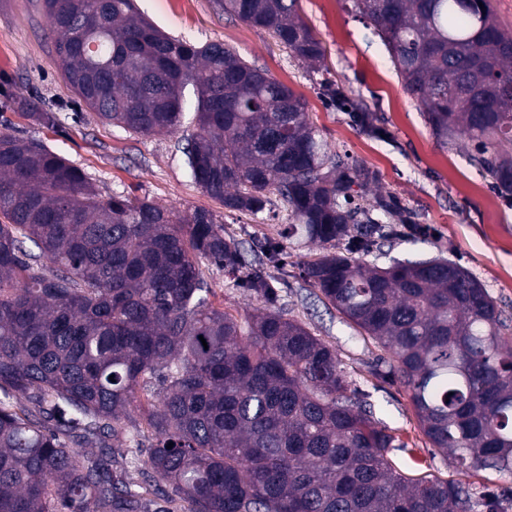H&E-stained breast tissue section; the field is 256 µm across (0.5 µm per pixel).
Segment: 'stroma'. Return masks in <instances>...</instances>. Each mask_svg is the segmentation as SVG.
<instances>
[{
	"label": "stroma",
	"instance_id": "obj_1",
	"mask_svg": "<svg viewBox=\"0 0 512 512\" xmlns=\"http://www.w3.org/2000/svg\"><path fill=\"white\" fill-rule=\"evenodd\" d=\"M137 12L165 34L195 44L221 42L290 87L307 102L309 119L332 149L362 161L376 174L367 196L395 195L427 233L396 238L365 255L386 267L396 261L444 258L463 266L505 314L512 316V203L497 196L471 164L467 141L443 145L421 109L405 91L390 54L373 26L356 18L348 0H300L298 14L321 42L325 55L308 64L267 31L224 15L215 0H134ZM344 87L357 104L376 112L380 133L357 127L349 113L329 107L319 82ZM38 96L55 110L58 124L33 122L18 106ZM61 77L48 37V23L36 0H0V133L41 141L84 170L101 195L126 193L180 211L206 208L220 214L224 231L237 240L247 264L262 259L260 243L277 241L286 220L278 208L253 216L229 211L189 177L176 137L143 136L78 110ZM290 257L278 275L281 305L335 348L356 388L369 393L377 417L399 440L392 456L407 476L460 478L452 456L435 451L422 433L407 393L374 375L380 351L317 297L300 263L316 253L302 239L287 243ZM215 308L243 316L253 307L246 290L223 270L202 264Z\"/></svg>",
	"mask_w": 512,
	"mask_h": 512
}]
</instances>
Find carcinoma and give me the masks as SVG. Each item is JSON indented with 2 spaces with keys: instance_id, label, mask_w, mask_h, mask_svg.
<instances>
[{
  "instance_id": "cac0c4a2",
  "label": "carcinoma",
  "mask_w": 512,
  "mask_h": 512,
  "mask_svg": "<svg viewBox=\"0 0 512 512\" xmlns=\"http://www.w3.org/2000/svg\"><path fill=\"white\" fill-rule=\"evenodd\" d=\"M218 2L299 59L323 58L298 0ZM351 4L433 136L467 137L512 202V35L490 0ZM40 6L79 106L181 136L186 171L227 210L256 215L275 195L285 237L325 249L303 261L306 279L384 351L431 446L465 476L512 477V319L455 262L353 257L398 231L379 214L403 235L427 230L391 197L353 204L371 173L331 149L301 96L221 42L161 33L133 0ZM323 92L346 105L335 82ZM29 117L58 123L44 106ZM352 119L380 131L363 107ZM263 251L276 267L288 256ZM204 260L257 302L245 317L209 302ZM278 300L276 278L246 270L213 211L104 197L39 141L0 134V512H509L512 494L401 474L369 395ZM123 435L136 479L112 464Z\"/></svg>"
}]
</instances>
